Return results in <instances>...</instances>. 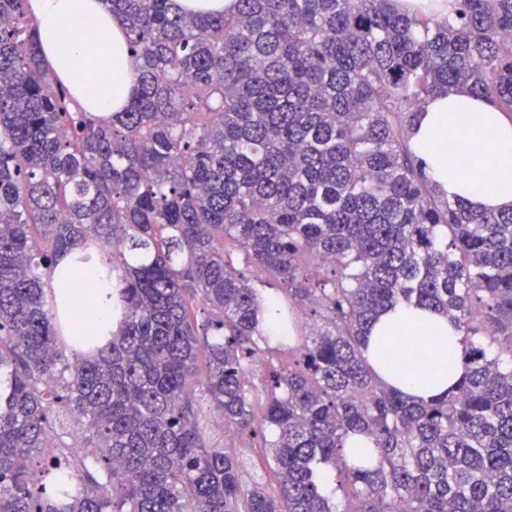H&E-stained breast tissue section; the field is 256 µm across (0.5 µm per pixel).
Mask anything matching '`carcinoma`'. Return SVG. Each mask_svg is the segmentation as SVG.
I'll return each mask as SVG.
<instances>
[{"label": "carcinoma", "mask_w": 512, "mask_h": 512, "mask_svg": "<svg viewBox=\"0 0 512 512\" xmlns=\"http://www.w3.org/2000/svg\"><path fill=\"white\" fill-rule=\"evenodd\" d=\"M25 2L0 0V512H335L321 466L341 512H512V211L442 199L410 148L436 94L512 112V0H455L451 22L393 0H104L136 80L109 119L73 109ZM93 245L103 345L48 289ZM267 276L317 314L296 347ZM402 303L463 335V375L426 403L364 355ZM208 407L271 450L275 486L209 443ZM356 433L373 447L349 457ZM180 6L186 11L192 12H223L233 10L236 0H179Z\"/></svg>", "instance_id": "1"}]
</instances>
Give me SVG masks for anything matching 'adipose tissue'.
I'll use <instances>...</instances> for the list:
<instances>
[{
  "label": "adipose tissue",
  "instance_id": "adipose-tissue-1",
  "mask_svg": "<svg viewBox=\"0 0 512 512\" xmlns=\"http://www.w3.org/2000/svg\"><path fill=\"white\" fill-rule=\"evenodd\" d=\"M28 9L38 22L42 59L78 103L103 117L124 111L134 88L130 52L123 24L103 0H28ZM87 28L108 32V43L80 39L79 30ZM94 55L102 58L104 66L93 78L88 63ZM450 130L459 134L458 142L448 143ZM411 146L446 199L464 201L480 211L512 208V119L489 101L464 88L427 99L418 110ZM474 167L487 173V188H476L467 178V171ZM70 263L67 256L60 261L66 274V314L111 324V308L93 311L82 303L93 278L92 267L74 270ZM462 339L447 316L424 306L399 304L382 313L371 327L366 354L385 383L412 399L426 400L461 377ZM413 353L432 368V383L416 382L406 373L407 358Z\"/></svg>",
  "mask_w": 512,
  "mask_h": 512
}]
</instances>
